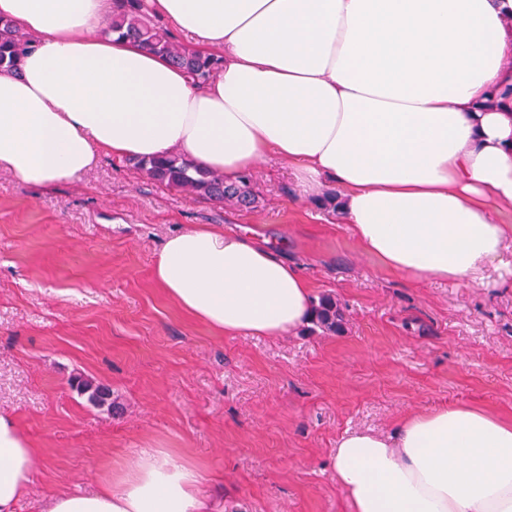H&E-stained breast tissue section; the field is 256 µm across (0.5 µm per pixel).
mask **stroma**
I'll list each match as a JSON object with an SVG mask.
<instances>
[{"label": "stroma", "instance_id": "35a3bbf8", "mask_svg": "<svg viewBox=\"0 0 512 512\" xmlns=\"http://www.w3.org/2000/svg\"><path fill=\"white\" fill-rule=\"evenodd\" d=\"M252 210L156 183L103 155L78 181L0 173V412L38 448L19 512L156 448L196 465L224 512H352L331 466L346 432L466 403L512 420V273L415 282L359 247L323 187L303 196L276 157L252 172ZM201 224L250 230L332 295L343 332L307 324L227 336L154 281L165 238ZM108 386L113 409L72 385Z\"/></svg>", "mask_w": 512, "mask_h": 512}]
</instances>
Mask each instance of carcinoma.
I'll list each match as a JSON object with an SVG mask.
<instances>
[{"label": "carcinoma", "instance_id": "1", "mask_svg": "<svg viewBox=\"0 0 512 512\" xmlns=\"http://www.w3.org/2000/svg\"><path fill=\"white\" fill-rule=\"evenodd\" d=\"M110 31L139 42L168 58L201 83L221 65L218 58L191 51L173 42L167 32L154 22L145 0H113ZM32 43L33 39L21 34L11 22L0 20V69L16 70ZM135 164L150 179L167 187L216 203L230 202L238 207H258L259 197L247 175L233 183H226L224 176L199 170L178 153L137 159ZM344 322L345 312L336 298L331 295L319 297L313 305L312 323L324 332L338 333L343 330Z\"/></svg>", "mask_w": 512, "mask_h": 512}]
</instances>
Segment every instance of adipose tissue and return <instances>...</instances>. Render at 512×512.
I'll use <instances>...</instances> for the list:
<instances>
[{"instance_id": "obj_1", "label": "adipose tissue", "mask_w": 512, "mask_h": 512, "mask_svg": "<svg viewBox=\"0 0 512 512\" xmlns=\"http://www.w3.org/2000/svg\"><path fill=\"white\" fill-rule=\"evenodd\" d=\"M223 60L201 84L108 33L112 0H0L36 38L0 71V172L48 187L101 153H180L234 181L274 156L303 194L323 180L362 248L420 282L483 283L512 247V0H147ZM157 285L227 336L312 318L301 270L267 242L199 226L169 235ZM38 450L0 415V512H16ZM353 512H512V421L469 404L407 414L394 438L340 437ZM200 473L160 448L61 491L43 512H222Z\"/></svg>"}]
</instances>
